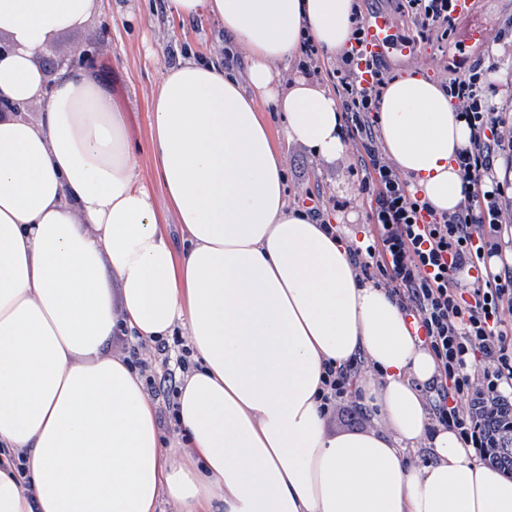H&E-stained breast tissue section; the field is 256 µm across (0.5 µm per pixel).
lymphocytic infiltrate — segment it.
<instances>
[{
	"mask_svg": "<svg viewBox=\"0 0 512 512\" xmlns=\"http://www.w3.org/2000/svg\"><path fill=\"white\" fill-rule=\"evenodd\" d=\"M456 2L399 0L413 19L415 42L447 47L457 28ZM299 66L314 76L327 75L356 149L359 192L371 229L368 239L346 246L355 277L384 290L434 356L437 372L425 388L433 427L455 431L464 447L487 458L495 419L512 407V253L502 247L503 239L512 237V182L500 176L501 167H512V126L486 94L483 61H468L447 85L471 135L457 154L468 196L454 211L442 213L409 191L382 149L378 115L387 65L351 44L331 60L309 43ZM140 349L130 345L131 367L147 394L161 400L167 421L177 422L178 376L193 366L190 349H183L177 370L160 374ZM366 366L360 353L339 366L324 362L323 416L345 406L352 417H366V407L350 395L354 377Z\"/></svg>",
	"mask_w": 512,
	"mask_h": 512,
	"instance_id": "f902f5d3",
	"label": "lymphocytic infiltrate"
}]
</instances>
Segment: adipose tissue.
<instances>
[{"label":"adipose tissue","mask_w":512,"mask_h":512,"mask_svg":"<svg viewBox=\"0 0 512 512\" xmlns=\"http://www.w3.org/2000/svg\"><path fill=\"white\" fill-rule=\"evenodd\" d=\"M97 0H0V512H512V478L454 431L428 435L436 373L384 291L361 286L345 246L285 190L284 145L344 150L335 94L302 73L304 42L328 57L351 36L353 0H166L223 24L228 49L188 56L152 96L149 149L174 249L138 174L123 112L98 64L35 55L83 26ZM388 158L437 211L464 198L456 156L470 129L445 89L414 71L385 87ZM184 327L196 367L179 427L112 336ZM364 352L383 428L332 435L325 361ZM426 449L430 462L413 454Z\"/></svg>","instance_id":"obj_1"}]
</instances>
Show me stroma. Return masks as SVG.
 <instances>
[{
    "mask_svg": "<svg viewBox=\"0 0 512 512\" xmlns=\"http://www.w3.org/2000/svg\"><path fill=\"white\" fill-rule=\"evenodd\" d=\"M111 45L99 65L112 88V100L125 114L126 135L138 157L142 182L156 200L164 189L156 178L149 152L150 101L164 71L176 66L188 52L220 55L224 30L213 21L181 22L169 17L166 0H101V9L79 29L59 34L35 57L37 65L53 76L68 59L75 44ZM453 51L423 49L402 63L391 65V75L414 69L441 84L455 77ZM488 96L497 107L512 113V47L499 49L489 58ZM287 155L288 199L300 203L307 196L326 200L331 223L341 225L346 236L363 238L369 230L366 206L358 194L362 178L355 166V148L346 143L344 153L332 161L315 157L298 144Z\"/></svg>",
    "mask_w": 512,
    "mask_h": 512,
    "instance_id": "35a3bbf8",
    "label": "stroma"
}]
</instances>
